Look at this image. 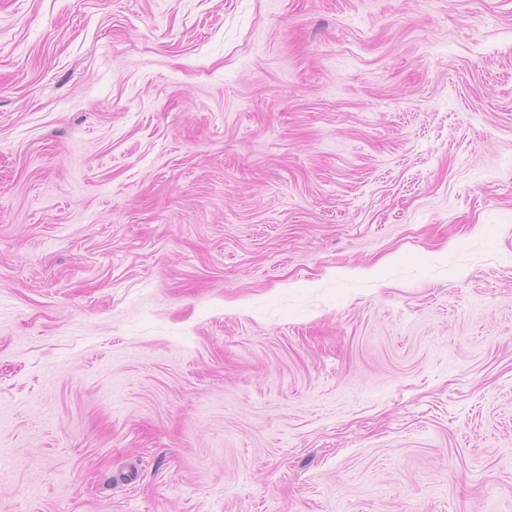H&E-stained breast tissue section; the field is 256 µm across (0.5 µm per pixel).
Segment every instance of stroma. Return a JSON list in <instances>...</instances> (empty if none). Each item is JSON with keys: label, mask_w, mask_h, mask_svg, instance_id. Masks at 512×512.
<instances>
[{"label": "stroma", "mask_w": 512, "mask_h": 512, "mask_svg": "<svg viewBox=\"0 0 512 512\" xmlns=\"http://www.w3.org/2000/svg\"><path fill=\"white\" fill-rule=\"evenodd\" d=\"M0 512H512V0H0Z\"/></svg>", "instance_id": "stroma-1"}]
</instances>
